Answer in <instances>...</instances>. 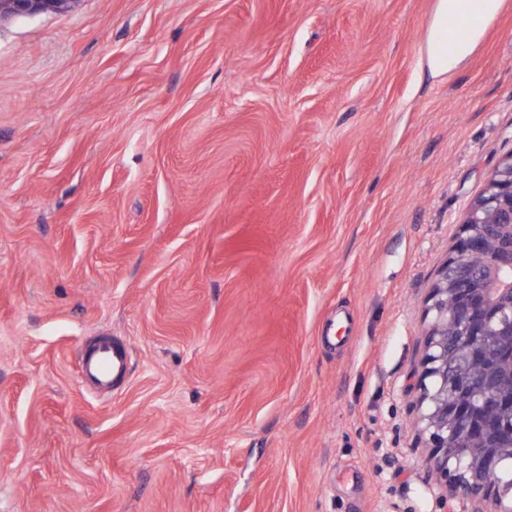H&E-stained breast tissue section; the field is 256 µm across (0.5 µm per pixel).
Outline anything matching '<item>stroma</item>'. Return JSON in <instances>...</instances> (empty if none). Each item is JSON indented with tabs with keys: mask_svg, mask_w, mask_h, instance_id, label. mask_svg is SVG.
Instances as JSON below:
<instances>
[{
	"mask_svg": "<svg viewBox=\"0 0 512 512\" xmlns=\"http://www.w3.org/2000/svg\"><path fill=\"white\" fill-rule=\"evenodd\" d=\"M80 0L0 24V512H471L426 301L512 154V0ZM122 341L129 376L77 357ZM472 2H479L480 11L484 14L496 10L495 0H441L438 9V18L428 32L429 52L427 56V68L434 74H443L453 69L464 56L459 49L453 54H448V48L455 46L463 36L464 31L455 27L452 45L446 47L448 36V16H454L470 9ZM128 375V353L122 345L100 341L80 359V381L82 385L105 391L119 378Z\"/></svg>",
	"mask_w": 512,
	"mask_h": 512,
	"instance_id": "stroma-1",
	"label": "stroma"
}]
</instances>
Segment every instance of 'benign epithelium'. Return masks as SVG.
<instances>
[{"label": "benign epithelium", "mask_w": 512, "mask_h": 512, "mask_svg": "<svg viewBox=\"0 0 512 512\" xmlns=\"http://www.w3.org/2000/svg\"><path fill=\"white\" fill-rule=\"evenodd\" d=\"M79 0H0V22L15 16L61 13ZM512 155L491 173L468 209L453 254L430 289L418 373V431L430 453L423 460L445 482L446 498L485 503L481 478L512 485V366L491 361L512 351ZM487 274L486 285L470 282Z\"/></svg>", "instance_id": "1"}]
</instances>
